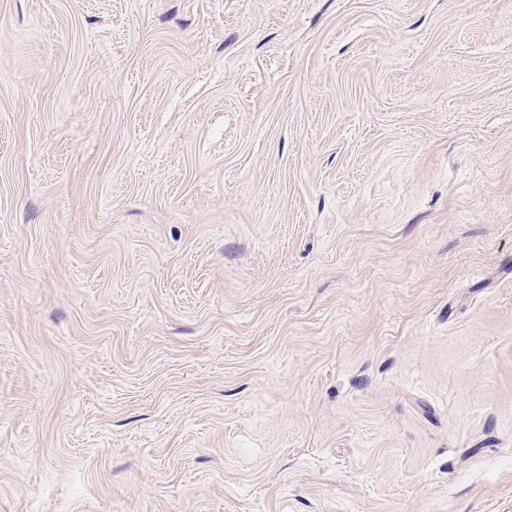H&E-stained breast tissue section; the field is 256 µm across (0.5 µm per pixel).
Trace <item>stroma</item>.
<instances>
[{
    "instance_id": "1",
    "label": "stroma",
    "mask_w": 512,
    "mask_h": 512,
    "mask_svg": "<svg viewBox=\"0 0 512 512\" xmlns=\"http://www.w3.org/2000/svg\"><path fill=\"white\" fill-rule=\"evenodd\" d=\"M0 512H512V0H0Z\"/></svg>"
}]
</instances>
